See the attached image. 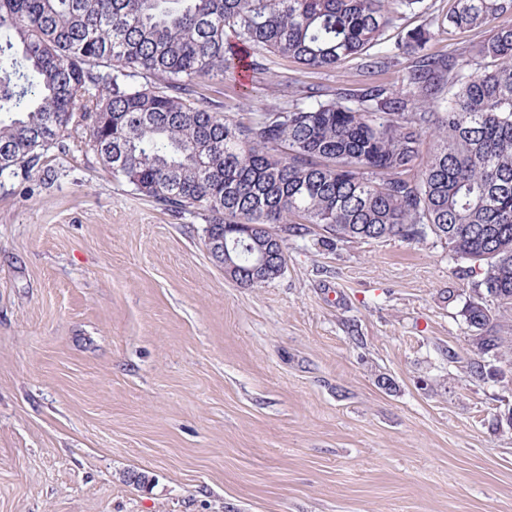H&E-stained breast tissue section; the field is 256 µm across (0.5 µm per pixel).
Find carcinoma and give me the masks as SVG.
<instances>
[{
  "label": "carcinoma",
  "mask_w": 512,
  "mask_h": 512,
  "mask_svg": "<svg viewBox=\"0 0 512 512\" xmlns=\"http://www.w3.org/2000/svg\"><path fill=\"white\" fill-rule=\"evenodd\" d=\"M455 2L435 23L426 0H0V176L38 170L84 126L114 178L224 235L242 287L278 278L286 235L313 224L338 240L433 236L511 310L512 0ZM408 15L422 23L369 54ZM446 22L491 36L433 53L432 25ZM396 52L411 57L398 89L286 86L247 125L197 91L235 77L237 59L327 70L361 55L373 74ZM465 316L485 329L480 354L508 349L487 308Z\"/></svg>",
  "instance_id": "cac0c4a2"
}]
</instances>
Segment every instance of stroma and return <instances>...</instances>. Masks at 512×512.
<instances>
[{
  "label": "stroma",
  "instance_id": "1",
  "mask_svg": "<svg viewBox=\"0 0 512 512\" xmlns=\"http://www.w3.org/2000/svg\"><path fill=\"white\" fill-rule=\"evenodd\" d=\"M363 63L200 91L246 124L283 84L395 88L409 59ZM66 144L0 176V512H512V362L477 356L447 244L311 225L243 288L201 216Z\"/></svg>",
  "mask_w": 512,
  "mask_h": 512
}]
</instances>
